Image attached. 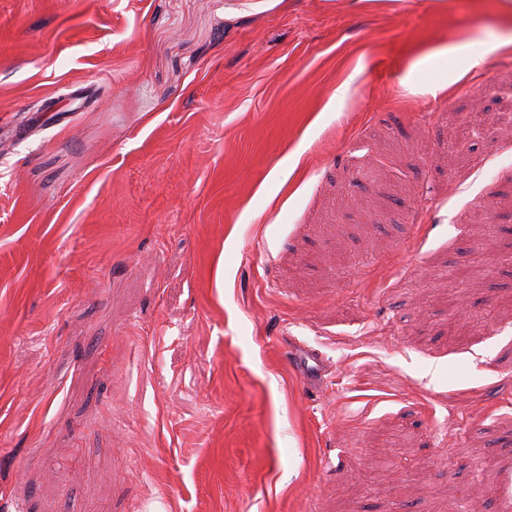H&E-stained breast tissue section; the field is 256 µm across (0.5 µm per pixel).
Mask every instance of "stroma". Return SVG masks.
I'll use <instances>...</instances> for the list:
<instances>
[{
    "mask_svg": "<svg viewBox=\"0 0 512 512\" xmlns=\"http://www.w3.org/2000/svg\"><path fill=\"white\" fill-rule=\"evenodd\" d=\"M0 512H512V0H0ZM289 359L300 365L307 376L322 378L326 367L322 356L315 349L305 346H290Z\"/></svg>",
    "mask_w": 512,
    "mask_h": 512,
    "instance_id": "35a3bbf8",
    "label": "stroma"
}]
</instances>
